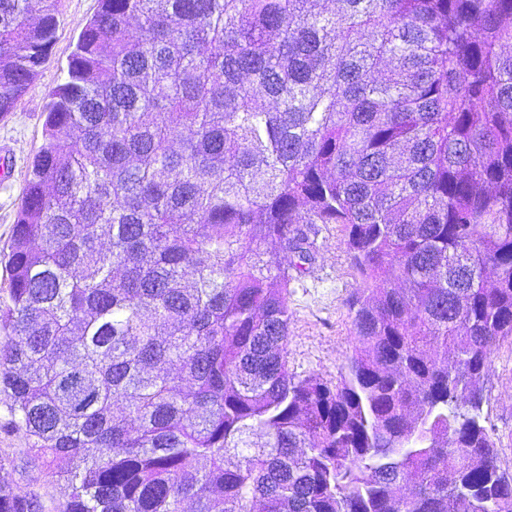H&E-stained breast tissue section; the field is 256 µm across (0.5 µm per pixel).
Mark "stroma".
<instances>
[{
  "label": "stroma",
  "instance_id": "obj_1",
  "mask_svg": "<svg viewBox=\"0 0 512 512\" xmlns=\"http://www.w3.org/2000/svg\"><path fill=\"white\" fill-rule=\"evenodd\" d=\"M97 9L98 0H61L48 62L14 112L0 119V159L8 165L0 174V290L6 286L8 245L16 212L31 162L43 142L47 94L64 81L76 39ZM313 253L312 263L288 288V365L298 377L333 381L353 347L347 301L356 280L338 226L321 225ZM484 397L482 415L495 430L500 466L512 473V340L503 342L493 356Z\"/></svg>",
  "mask_w": 512,
  "mask_h": 512
}]
</instances>
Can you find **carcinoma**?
<instances>
[{"label": "carcinoma", "mask_w": 512, "mask_h": 512, "mask_svg": "<svg viewBox=\"0 0 512 512\" xmlns=\"http://www.w3.org/2000/svg\"><path fill=\"white\" fill-rule=\"evenodd\" d=\"M99 2L0 301L52 512H512L482 416L512 339V0ZM59 6L0 0V117ZM317 224L358 280L334 384L288 367L280 252L304 273ZM0 512L46 506L0 483Z\"/></svg>", "instance_id": "1"}]
</instances>
